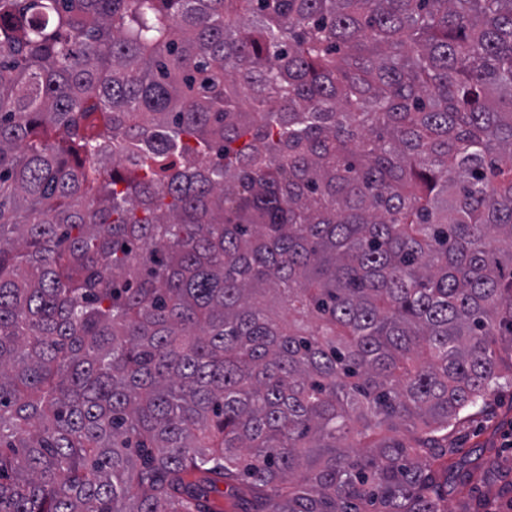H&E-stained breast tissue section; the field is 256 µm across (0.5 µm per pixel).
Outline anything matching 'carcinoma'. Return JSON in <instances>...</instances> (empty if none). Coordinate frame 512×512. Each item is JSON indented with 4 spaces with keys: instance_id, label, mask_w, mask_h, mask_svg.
Instances as JSON below:
<instances>
[{
    "instance_id": "cac0c4a2",
    "label": "carcinoma",
    "mask_w": 512,
    "mask_h": 512,
    "mask_svg": "<svg viewBox=\"0 0 512 512\" xmlns=\"http://www.w3.org/2000/svg\"><path fill=\"white\" fill-rule=\"evenodd\" d=\"M504 385L512 0H0V512H447Z\"/></svg>"
}]
</instances>
